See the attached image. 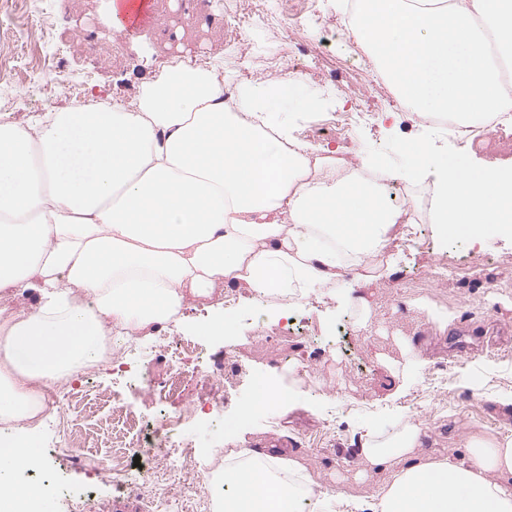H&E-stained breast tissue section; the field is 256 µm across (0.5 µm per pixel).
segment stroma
Returning <instances> with one entry per match:
<instances>
[{
    "instance_id": "1",
    "label": "stroma",
    "mask_w": 512,
    "mask_h": 512,
    "mask_svg": "<svg viewBox=\"0 0 512 512\" xmlns=\"http://www.w3.org/2000/svg\"><path fill=\"white\" fill-rule=\"evenodd\" d=\"M134 28L116 32L111 0H74L65 27L51 15L50 0H8L15 21L11 34L0 35V122L24 121L42 112L68 109V86L97 99L138 96L145 80L158 75L176 52L202 54L208 62L232 69L234 50L227 39L230 20L220 0L207 13L195 0H171L178 21L162 24L161 0H145ZM305 0H282L279 19L287 33L252 28L249 43L256 52L252 77L268 71L267 57L278 55L290 67L289 41L317 44L319 29L300 24ZM327 72L347 75L349 86L339 93L320 79H306L304 91L319 102L315 110L292 112L293 135L313 147H327L352 157L378 158L391 170L408 165L404 143L424 140L435 148L457 152L458 142L447 129L416 122L400 102H376L362 71H348L342 55L324 59ZM374 112L340 137L317 138L313 130L334 112ZM415 192L410 236L395 241L389 252L391 271L385 277L353 284L344 276L334 293L317 294L281 311L262 306L246 290L231 285L232 318L223 335H199L193 324L211 317V302L198 299L196 308L170 330L171 341L196 343L199 370L245 350L241 369H226L236 385L223 407L189 405L170 399L166 410L192 411L188 432L202 456L243 444L279 448L304 462L315 486L337 489L367 505L381 481L365 470L359 456L365 427L390 431L400 422L420 425L427 437L423 454L464 458L470 431L512 437V235L479 240L442 239L428 214L423 183ZM467 255L466 270L449 277L448 267ZM356 288L366 308L342 302ZM303 333L287 342L274 336L286 323ZM305 366L309 377L296 405L269 406L249 420L240 414L251 400L254 383L281 374L286 364ZM139 358H128L123 372L112 365L95 367L89 379L72 376L68 390L94 400L111 392L117 376L137 380ZM108 403H101L104 433L88 442L85 465L53 448L54 434L36 426L39 467L55 473L72 487L101 489L105 512L120 506L153 512L149 496L113 493L106 474L95 468L112 454Z\"/></svg>"
}]
</instances>
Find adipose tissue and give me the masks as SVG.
I'll use <instances>...</instances> for the list:
<instances>
[{"label":"adipose tissue","mask_w":512,"mask_h":512,"mask_svg":"<svg viewBox=\"0 0 512 512\" xmlns=\"http://www.w3.org/2000/svg\"><path fill=\"white\" fill-rule=\"evenodd\" d=\"M281 72L225 86L216 69L172 60L138 99L0 123V294L37 295L0 320V502L37 499L6 482L36 464L29 428L43 394L104 361L115 339L181 319L187 299L237 285L301 298L381 270L408 223L384 187L336 178L333 151L293 138L288 101L313 107ZM404 179L429 181L441 235L512 226V163H469L424 141ZM301 382H257L254 407L292 403ZM425 431L373 426L360 455L383 479L371 512H512V437L470 433L458 461L419 453ZM232 488L218 512H331L299 460L234 448L214 475Z\"/></svg>","instance_id":"obj_1"}]
</instances>
